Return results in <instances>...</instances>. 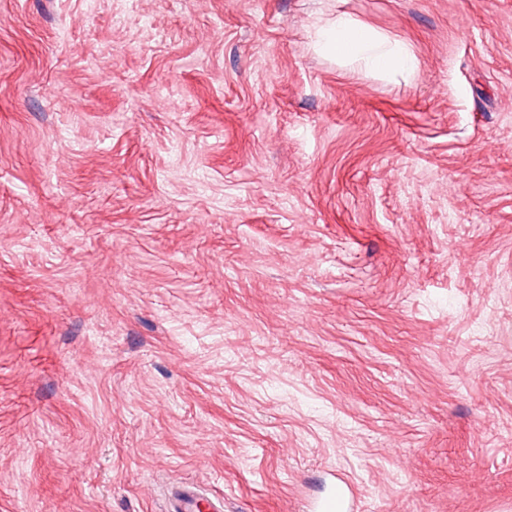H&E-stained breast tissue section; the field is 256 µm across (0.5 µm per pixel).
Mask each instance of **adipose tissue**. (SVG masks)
<instances>
[{"label": "adipose tissue", "mask_w": 512, "mask_h": 512, "mask_svg": "<svg viewBox=\"0 0 512 512\" xmlns=\"http://www.w3.org/2000/svg\"><path fill=\"white\" fill-rule=\"evenodd\" d=\"M316 36L320 48L365 70L410 73L415 69V58L403 43L383 37L353 16H338L318 28Z\"/></svg>", "instance_id": "1"}]
</instances>
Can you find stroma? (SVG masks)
Masks as SVG:
<instances>
[{"label":"stroma","mask_w":512,"mask_h":512,"mask_svg":"<svg viewBox=\"0 0 512 512\" xmlns=\"http://www.w3.org/2000/svg\"><path fill=\"white\" fill-rule=\"evenodd\" d=\"M335 474L512 512V0H0V512ZM317 44L338 60L376 72H406L415 69V58L400 42L390 41L361 20L340 15L316 32Z\"/></svg>","instance_id":"1"}]
</instances>
